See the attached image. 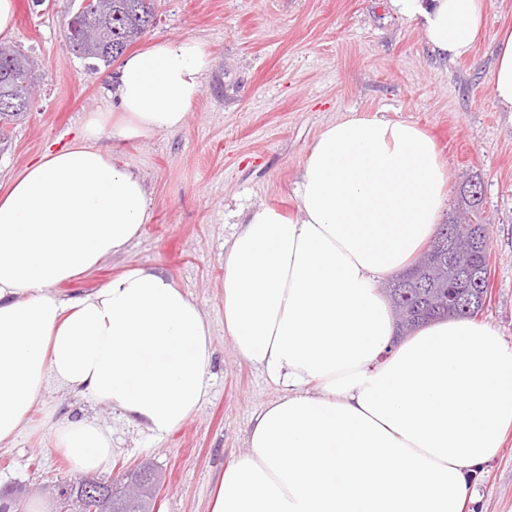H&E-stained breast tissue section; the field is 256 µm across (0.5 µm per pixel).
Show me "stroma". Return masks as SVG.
Listing matches in <instances>:
<instances>
[{"instance_id": "35a3bbf8", "label": "stroma", "mask_w": 512, "mask_h": 512, "mask_svg": "<svg viewBox=\"0 0 512 512\" xmlns=\"http://www.w3.org/2000/svg\"><path fill=\"white\" fill-rule=\"evenodd\" d=\"M8 42L33 60L38 98L9 125L0 149V183L47 150L68 146L89 113L108 103L117 67L91 70L66 41L69 0H16ZM157 24L137 39H197L212 66L185 124L174 133L114 141L116 152L145 180L152 220L126 252L96 271L60 284L69 298L94 291L132 267L157 270L191 295L213 330L208 395L178 431L151 436L111 405L49 383L32 426L0 446V495L20 506L40 502L39 487L80 479L53 448L44 410L59 420L90 419L112 432L103 479L149 461L162 473L158 512H210L215 479L248 453V431L281 386L236 356L224 333V253L241 214L259 206L298 210L296 182L316 137L357 110L382 111L416 124L436 142L448 177L446 213L463 181L479 174L488 226L490 280L477 324L512 348V114L499 111L490 74L496 35L512 26V0H488L482 35L468 55L437 57L422 32L389 0H157ZM469 492L475 512H512V434L480 466Z\"/></svg>"}]
</instances>
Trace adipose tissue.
Returning <instances> with one entry per match:
<instances>
[{"instance_id":"obj_1","label":"adipose tissue","mask_w":512,"mask_h":512,"mask_svg":"<svg viewBox=\"0 0 512 512\" xmlns=\"http://www.w3.org/2000/svg\"><path fill=\"white\" fill-rule=\"evenodd\" d=\"M391 2L452 60L473 50L487 11V0ZM497 42L493 95L512 113V30ZM209 65L193 39L130 54L110 109L0 192V446L28 427L51 379L158 438L199 411L213 336L176 282L134 267L83 296L54 288L126 252L152 217L142 178L98 147L102 133L181 129ZM296 193L295 216L251 211L224 254V331L284 394L256 417L210 512H470V481L512 428V348L468 319L394 344L375 288L409 267L445 208L434 140L375 114L331 122ZM44 421L77 469L107 467L112 438L98 423L50 410Z\"/></svg>"}]
</instances>
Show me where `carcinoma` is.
Instances as JSON below:
<instances>
[{"mask_svg":"<svg viewBox=\"0 0 512 512\" xmlns=\"http://www.w3.org/2000/svg\"><path fill=\"white\" fill-rule=\"evenodd\" d=\"M66 39L75 53L84 59L105 66L116 61L145 31L156 24L154 0H71ZM36 74L28 58L20 51L0 45V121L26 114L33 106L32 88ZM471 175L462 183L459 203L448 222L438 225L431 245L436 255L422 253L414 262L412 272L389 280L382 287L394 311L397 326L410 332L430 321L448 318V306L437 293L435 285L459 278L464 271L448 267V223L459 234L457 247L470 255L472 262L489 266L488 250L475 253L461 232L466 224H480L482 199L467 194Z\"/></svg>","mask_w":512,"mask_h":512,"instance_id":"obj_1","label":"carcinoma"}]
</instances>
